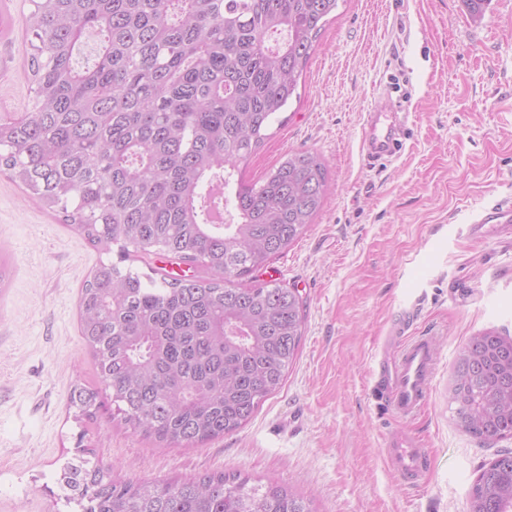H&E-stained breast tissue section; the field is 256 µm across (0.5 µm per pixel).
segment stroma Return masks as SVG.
<instances>
[{
    "instance_id": "obj_1",
    "label": "stroma",
    "mask_w": 512,
    "mask_h": 512,
    "mask_svg": "<svg viewBox=\"0 0 512 512\" xmlns=\"http://www.w3.org/2000/svg\"><path fill=\"white\" fill-rule=\"evenodd\" d=\"M30 0H0V116L25 111L24 25ZM245 179L291 150L327 165L324 205L260 280L296 289L303 336L282 387L236 432L197 447L161 448L112 419L75 420V385H96L79 329L85 278L116 252L93 247L0 173V512H71L58 482L86 448L119 480L246 474L311 500L315 512H468L483 464L512 438L482 442L454 425L456 356L486 330L512 335V234L474 235L475 216L512 198V0H489L474 25L463 0H339ZM407 115L404 149L367 165L371 112ZM415 308L408 333L433 337V388L412 420L374 392L391 318ZM403 430L429 457L419 485L384 455Z\"/></svg>"
}]
</instances>
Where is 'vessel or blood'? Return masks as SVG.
<instances>
[{
	"mask_svg": "<svg viewBox=\"0 0 512 512\" xmlns=\"http://www.w3.org/2000/svg\"><path fill=\"white\" fill-rule=\"evenodd\" d=\"M401 140L379 139L374 123H367L361 151L367 162L374 163L396 156ZM512 223V200H502L486 208L475 220L472 230L479 233L490 223ZM414 317L410 307L400 309L394 319L389 339L397 345L395 355L381 354L377 371L381 379L380 397L396 417L410 419L426 405L435 371L436 347L432 337L405 339V331ZM385 451L392 470L404 481L417 482L426 467L427 456L411 435L393 431L385 438Z\"/></svg>",
	"mask_w": 512,
	"mask_h": 512,
	"instance_id": "1",
	"label": "vessel or blood"
}]
</instances>
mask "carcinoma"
Instances as JSON below:
<instances>
[{"label":"carcinoma","instance_id":"1","mask_svg":"<svg viewBox=\"0 0 512 512\" xmlns=\"http://www.w3.org/2000/svg\"><path fill=\"white\" fill-rule=\"evenodd\" d=\"M338 0H31V105L0 119V172L95 247L116 245L80 290V333L121 424L194 446L246 424L285 380L303 333L297 291L242 280L321 210L327 166L289 152L242 169L297 93ZM164 256L192 275L124 265ZM95 387L68 406L91 421ZM448 408L480 440L512 437V336L471 337ZM60 481L78 512H313L247 476L114 481L81 458ZM469 512H512V451L481 468Z\"/></svg>","mask_w":512,"mask_h":512}]
</instances>
